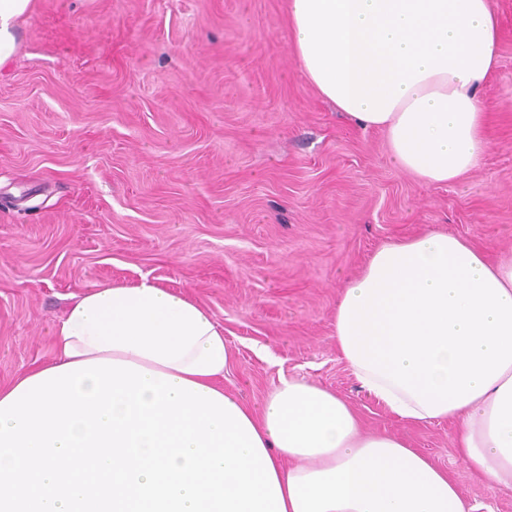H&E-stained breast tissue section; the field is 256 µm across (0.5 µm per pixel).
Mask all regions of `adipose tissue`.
<instances>
[{"mask_svg":"<svg viewBox=\"0 0 512 512\" xmlns=\"http://www.w3.org/2000/svg\"><path fill=\"white\" fill-rule=\"evenodd\" d=\"M31 0H0V69ZM308 82L428 184L480 166L497 64L489 0H289ZM53 358L0 388V512H475L447 473L306 380L225 393L223 328L149 279L76 296ZM336 347L408 423L455 419L462 462L512 489V254L439 231L344 284Z\"/></svg>","mask_w":512,"mask_h":512,"instance_id":"1","label":"adipose tissue"}]
</instances>
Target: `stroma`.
Returning a JSON list of instances; mask_svg holds the SVG:
<instances>
[{"mask_svg":"<svg viewBox=\"0 0 512 512\" xmlns=\"http://www.w3.org/2000/svg\"><path fill=\"white\" fill-rule=\"evenodd\" d=\"M490 6L489 144L433 185L305 79L288 0H32L0 72V387L51 360L71 296L147 277L223 327L225 392L257 409L281 379L311 381L477 512H512V490L458 459L454 421L396 420L359 388L334 326L383 243L437 229L512 251V0Z\"/></svg>","mask_w":512,"mask_h":512,"instance_id":"stroma-1","label":"stroma"}]
</instances>
